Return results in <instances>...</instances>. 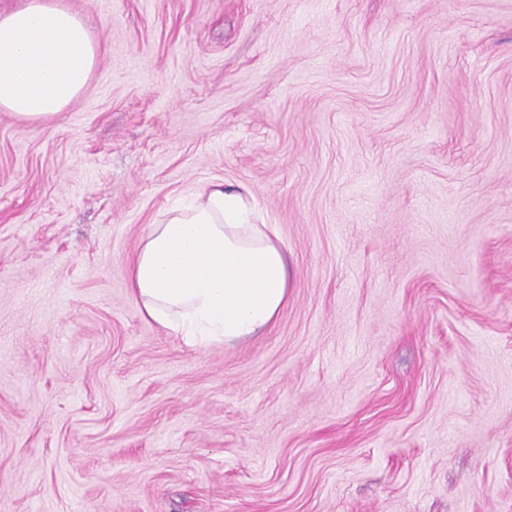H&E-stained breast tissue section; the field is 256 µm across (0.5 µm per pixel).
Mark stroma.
<instances>
[{
    "label": "stroma",
    "mask_w": 512,
    "mask_h": 512,
    "mask_svg": "<svg viewBox=\"0 0 512 512\" xmlns=\"http://www.w3.org/2000/svg\"><path fill=\"white\" fill-rule=\"evenodd\" d=\"M85 93L0 112V512H512V0H67ZM248 185L288 304L205 350L128 257Z\"/></svg>",
    "instance_id": "stroma-1"
}]
</instances>
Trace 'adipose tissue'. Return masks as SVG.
<instances>
[{"mask_svg":"<svg viewBox=\"0 0 512 512\" xmlns=\"http://www.w3.org/2000/svg\"><path fill=\"white\" fill-rule=\"evenodd\" d=\"M99 56L64 0L0 13V111L40 123L81 96ZM143 314L188 347L230 344L270 326L288 303V250L251 190L201 187L150 226L128 264Z\"/></svg>","mask_w":512,"mask_h":512,"instance_id":"ef3b65f1","label":"adipose tissue"}]
</instances>
